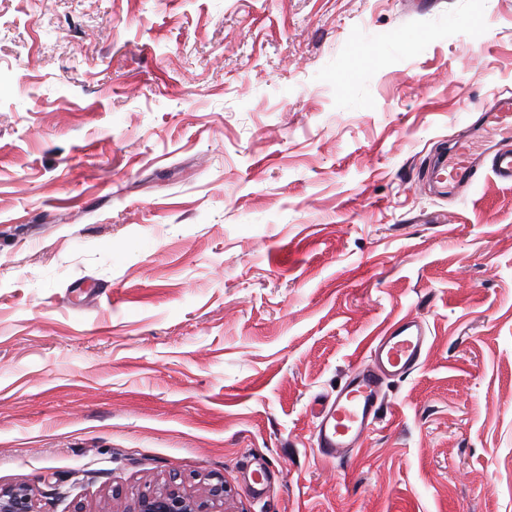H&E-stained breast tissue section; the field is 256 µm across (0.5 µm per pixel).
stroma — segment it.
<instances>
[{"mask_svg": "<svg viewBox=\"0 0 512 512\" xmlns=\"http://www.w3.org/2000/svg\"><path fill=\"white\" fill-rule=\"evenodd\" d=\"M512 0H0V486L106 512H512ZM429 337L341 462L311 410ZM480 108L482 128L491 124L490 129L499 137L496 144L481 154H473L468 140L460 141L429 173L431 180L445 184L453 195L475 183L485 164L498 180L512 185V99L499 94L485 100ZM224 503V484L212 485L201 496L189 495L179 488L168 487L161 491L143 493L134 510L110 505L109 512H223L212 510L211 503Z\"/></svg>", "mask_w": 512, "mask_h": 512, "instance_id": "35a3bbf8", "label": "stroma"}]
</instances>
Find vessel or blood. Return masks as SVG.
Instances as JSON below:
<instances>
[{
    "label": "vessel or blood",
    "mask_w": 512,
    "mask_h": 512,
    "mask_svg": "<svg viewBox=\"0 0 512 512\" xmlns=\"http://www.w3.org/2000/svg\"><path fill=\"white\" fill-rule=\"evenodd\" d=\"M481 110L485 124L498 137L496 144L476 154L466 142H458L429 174L450 194L475 183L486 169L512 185V99L493 96L483 102ZM425 351V327L412 316L371 342L368 362L352 366L336 394L314 411L312 437L321 459H345L363 444L381 420L387 380L410 375L421 365Z\"/></svg>",
    "instance_id": "obj_1"
}]
</instances>
